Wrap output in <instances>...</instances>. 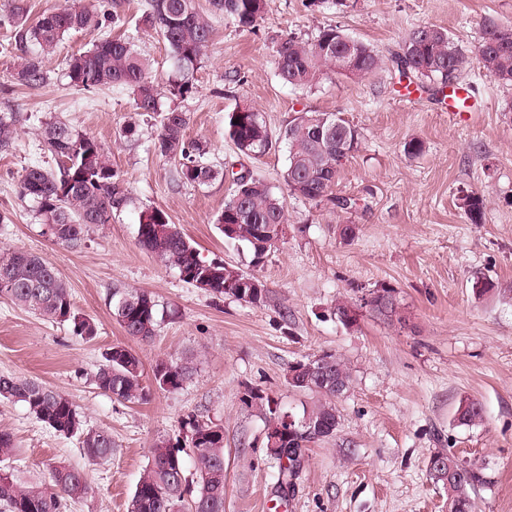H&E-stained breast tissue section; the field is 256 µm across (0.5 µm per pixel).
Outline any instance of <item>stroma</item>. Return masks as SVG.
Segmentation results:
<instances>
[{"mask_svg":"<svg viewBox=\"0 0 512 512\" xmlns=\"http://www.w3.org/2000/svg\"><path fill=\"white\" fill-rule=\"evenodd\" d=\"M147 8V0H114L119 19L110 31L132 38L162 75L172 60L142 23ZM425 24L447 29L469 57L459 82L470 89V111L450 112L429 88L403 102L386 68L365 79L331 73L308 89L277 74L281 38L308 40L337 26L387 61ZM493 24L512 26V0H326L315 7L271 0L253 31L214 19L195 94L161 100L162 110L188 113L187 139L223 172L204 186L175 182V161L153 153L160 113L134 112L127 89L80 92L62 78L65 58L88 49L91 35L66 37L45 60L48 82L36 89L11 87L13 60L0 55V111L23 116L12 150L0 153V214L9 217L0 224V252L19 248L49 260L97 329L86 340L0 297V374L36 378L68 395L85 425L108 430L117 444L112 458L88 460L78 437L2 400L0 430L15 438L17 477L39 485L63 463L83 471L93 488L65 512H127L155 443L175 438L182 419L197 415L224 427L225 512H448L446 485L430 471L440 453L484 466L490 482L477 495L479 512H512V88L479 61ZM230 73L238 82L227 81ZM239 105L267 125L272 146L263 156L244 155L225 133L227 114ZM308 110L338 113L361 132L333 189L354 200L350 210L293 196L284 182V131ZM56 120L103 144L130 196L111 223L88 226L76 248L56 244L35 203L20 195L28 167L54 163L40 150L39 133ZM130 124L137 132L127 138ZM412 139L423 144L414 157L405 151ZM235 173L272 186L288 211L282 240L257 265L247 250L227 245L215 224ZM474 193L484 201L479 224L463 209ZM151 208L181 226L202 260L255 272L266 284L265 302L215 298L160 264L138 243L140 215ZM341 224L356 225L355 238L341 239ZM478 280L488 283L486 292L474 290ZM115 287L159 302L164 314L152 340L127 339L115 322L108 306ZM382 287L394 289L398 319L365 306ZM341 298L358 305L353 326L332 314ZM120 342L148 371L162 359L194 356L195 374L178 390L152 391L148 401H116L89 376ZM325 352L344 358L354 381L336 401L335 437L309 445L296 492L284 501L263 448V416L244 392L261 389L281 410L301 413L313 397L289 387L288 369ZM467 397L482 408L469 426L456 416Z\"/></svg>","mask_w":512,"mask_h":512,"instance_id":"stroma-1","label":"stroma"}]
</instances>
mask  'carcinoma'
<instances>
[{"label":"carcinoma","instance_id":"1","mask_svg":"<svg viewBox=\"0 0 512 512\" xmlns=\"http://www.w3.org/2000/svg\"><path fill=\"white\" fill-rule=\"evenodd\" d=\"M0 11V28L9 36L0 52L18 59L11 71L17 85L35 88L49 80L45 58L54 53L72 33L96 34L91 47L72 55L66 62L68 83L84 92L121 86L133 94L134 108L142 113L160 110L162 94L182 100L195 93L194 72L200 67L212 34V19L226 17L238 28L251 31L270 7V0H208L202 8L198 0H148L143 24L159 32L166 42L173 68L164 82L151 75V64L128 38L104 34L110 14L78 0L30 19L28 0H7ZM348 36L336 26H327L307 41L289 36L276 49L279 77L296 88H312L333 71L336 50L349 48ZM354 64L348 76L366 78L376 74L384 61L368 43L353 45ZM480 61L489 76L512 84V27L489 26L479 47ZM401 75L419 81L448 86L464 71L468 57L436 25L414 29L405 39L402 52L394 56ZM239 123H233V120ZM20 115L0 112V152L10 149ZM188 114L170 109L162 113L160 130L153 140V152L177 162L176 176L183 183L203 186L220 172L205 159L199 143L185 138ZM226 134L245 154L261 155L271 146V137L260 113L238 106L228 114ZM43 150L57 160V167L33 165L26 171L20 193L36 203L42 223L49 227L53 240L69 248L79 246L84 230L91 224H109L112 213L127 205L129 197L118 171L101 143L62 121H50L41 133ZM288 142V168L285 181L293 194L315 204L327 201L350 210L351 198L330 195L341 164L336 162V140H343L349 152L358 149L361 133L349 121L331 112L302 111L285 131ZM234 189L216 216L219 230L237 225L227 242L245 244L260 260L278 238L279 226L288 223L284 205L273 189L252 176H232ZM464 211L473 224L481 223L483 200L478 195L464 199ZM170 218L161 209L145 210L140 216V245L161 262L175 267L181 279L211 292L216 298L233 297L258 305L266 297L264 282L254 273L238 271L222 261H204L191 242L177 232L168 235L164 228ZM8 277L0 278V296L30 313L58 323H66L76 336L96 335L95 324L74 307L71 293L55 267L36 254L13 250L0 253V268ZM108 305L112 317L126 336L148 341L156 335L159 304L147 292L114 288ZM366 305L379 316L397 314L393 290L382 287L372 293ZM195 372L193 359L161 360L153 369V387L175 391ZM140 360L126 346L116 344L105 353L92 380L99 390L118 401H146L150 387L143 383ZM352 369L335 353L299 361L289 367L288 385L316 397L298 420L299 431L290 433L283 415L271 407L272 399L259 389L247 390L245 401L268 410L265 454L277 466V485L282 494L295 489L304 450L316 441L336 435L340 417L336 408V385L349 390ZM18 401L28 412L55 432L79 436L84 454L91 461L112 456V434L105 429L85 427L77 406L65 394L37 379L21 380L0 375V400ZM457 419L473 424L481 419L478 402L464 398L457 408ZM183 438L162 440L154 446L152 460L140 477L128 503V512H224L226 472L224 469V427L189 416L180 425ZM189 452L196 476L186 474L182 452ZM17 452L13 436L0 431V502L8 512H63L69 499L82 498L90 491L82 471L54 466L48 482L25 487L6 470V462ZM430 470L448 480V512H476L477 489L487 484L484 468L453 455H436Z\"/></svg>","mask_w":512,"mask_h":512}]
</instances>
